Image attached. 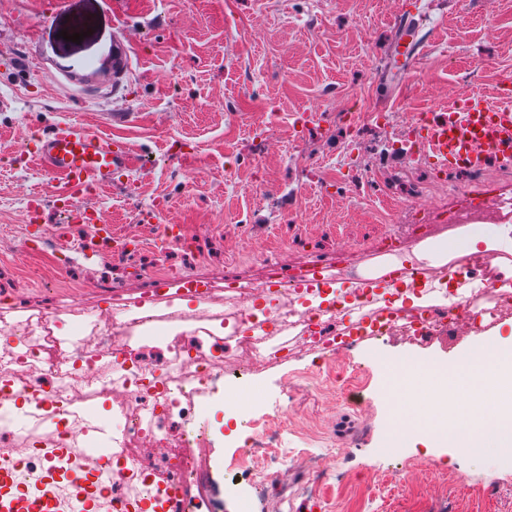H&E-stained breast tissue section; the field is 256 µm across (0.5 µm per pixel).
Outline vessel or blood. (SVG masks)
<instances>
[{
    "label": "vessel or blood",
    "mask_w": 512,
    "mask_h": 512,
    "mask_svg": "<svg viewBox=\"0 0 512 512\" xmlns=\"http://www.w3.org/2000/svg\"><path fill=\"white\" fill-rule=\"evenodd\" d=\"M418 160L439 169H484L490 160L512 161V106L495 107L478 96L464 105L424 119L418 126ZM40 160L46 172L69 186L118 185L132 169L129 153L97 133L69 124L58 125L44 140ZM100 460L99 470L112 473V434L96 430L94 438L79 435L69 448H49L48 470L68 471L73 460ZM0 512H49L46 501L14 492L0 496Z\"/></svg>",
    "instance_id": "vessel-or-blood-1"
}]
</instances>
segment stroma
<instances>
[{
	"mask_svg": "<svg viewBox=\"0 0 512 512\" xmlns=\"http://www.w3.org/2000/svg\"><path fill=\"white\" fill-rule=\"evenodd\" d=\"M418 47L414 64L406 51ZM507 86L512 0H0V289L14 296L0 304V331L50 308L66 324L62 341L93 344L89 325L111 320L106 283L124 264L177 274L194 264L177 250L159 256L160 227L195 239L215 277L231 259L249 274L265 258L329 265L342 254L358 265L394 224L421 225L431 272L455 258L439 245L447 239L495 252L512 277V210L493 215L500 231L476 234L459 201L479 184L399 148L419 114L471 91L494 102ZM61 123L127 149L135 167L122 189L73 190L44 172L42 139ZM75 205L92 222L61 234ZM97 222L130 255L105 256ZM54 236L66 289L28 276ZM497 336H512V316L421 345L383 336L337 352L338 377L358 367L367 380L356 410L321 385L323 359L302 345L248 375L229 361L224 382L242 400L281 403L303 427L284 435L291 455L261 489L235 454L252 427L224 433V406L209 400L195 416L209 441L193 451L192 497L210 512H239L244 495L251 512H420L431 501L512 512V462L500 451L429 448L416 436L391 445L386 360H450ZM318 475L335 499L296 494Z\"/></svg>",
	"mask_w": 512,
	"mask_h": 512,
	"instance_id": "obj_1",
	"label": "stroma"
}]
</instances>
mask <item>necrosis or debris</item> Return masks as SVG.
<instances>
[{
    "label": "necrosis or debris",
    "mask_w": 512,
    "mask_h": 512,
    "mask_svg": "<svg viewBox=\"0 0 512 512\" xmlns=\"http://www.w3.org/2000/svg\"><path fill=\"white\" fill-rule=\"evenodd\" d=\"M413 244L402 234L376 246L372 256L379 275L353 274L349 259L336 258L335 275H327L319 261L286 268L266 261L258 280L233 270L225 271L223 285L208 277L184 272L179 285L189 307L176 306L168 293L167 266L135 267L133 274L146 284L137 298L125 297L119 281H112V307L121 320L104 329L97 345L74 343L65 350L57 336L61 322L46 317L17 322L6 330L7 347L0 349V409L26 405L25 394H47L43 407L55 420L51 432L34 425L16 433L9 421H0V442L19 441L31 452L22 460L5 459L4 471L13 473L19 489L32 492L41 483L45 444L69 447L87 426L85 418L71 414L75 396L94 389L104 404H116L124 418L112 469L118 484L108 487L88 473L82 498L88 512H184L186 505L170 497L172 488L188 493L194 480L188 450L199 444L192 413L201 397L213 394V384L224 374L227 350L247 353L252 365L267 367L287 358V345L276 336L291 334L307 349L335 352L382 336L413 340L447 331L449 319H464L484 302L492 320H500L512 305V279L493 266L491 255H469L472 272L468 287H458L446 276L420 270L412 257ZM223 289L222 311L203 316L201 308ZM207 326H200V319ZM169 322L175 330L166 341V356L154 362L149 348L116 349L117 336L154 323ZM182 425L170 435L169 425ZM288 428L283 405L268 406L253 424V438L240 451V460L261 481L273 477V463L287 458L279 438ZM172 449L165 461L155 462L146 452L152 446Z\"/></svg>",
    "instance_id": "necrosis-or-debris-1"
}]
</instances>
